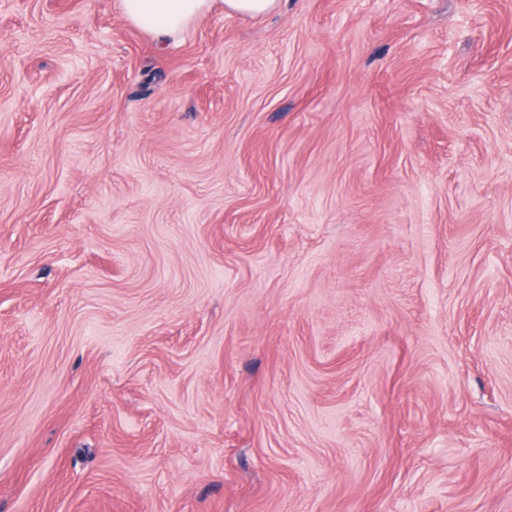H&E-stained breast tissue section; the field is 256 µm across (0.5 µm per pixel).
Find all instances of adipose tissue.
Returning a JSON list of instances; mask_svg holds the SVG:
<instances>
[{
    "mask_svg": "<svg viewBox=\"0 0 512 512\" xmlns=\"http://www.w3.org/2000/svg\"><path fill=\"white\" fill-rule=\"evenodd\" d=\"M279 5L280 0H119L123 18L149 31L163 46L213 10L228 16L260 18L276 12Z\"/></svg>",
    "mask_w": 512,
    "mask_h": 512,
    "instance_id": "adipose-tissue-1",
    "label": "adipose tissue"
}]
</instances>
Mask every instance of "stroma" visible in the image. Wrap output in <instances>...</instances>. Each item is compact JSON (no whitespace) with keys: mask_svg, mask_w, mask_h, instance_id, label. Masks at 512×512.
Returning a JSON list of instances; mask_svg holds the SVG:
<instances>
[{"mask_svg":"<svg viewBox=\"0 0 512 512\" xmlns=\"http://www.w3.org/2000/svg\"><path fill=\"white\" fill-rule=\"evenodd\" d=\"M0 512H512V0H0ZM279 5L280 0H119L123 18L149 31L162 46L215 9L228 16L260 18L276 12Z\"/></svg>","mask_w":512,"mask_h":512,"instance_id":"1","label":"stroma"}]
</instances>
